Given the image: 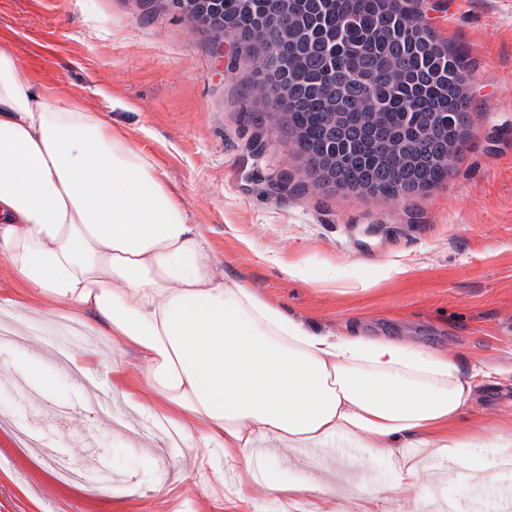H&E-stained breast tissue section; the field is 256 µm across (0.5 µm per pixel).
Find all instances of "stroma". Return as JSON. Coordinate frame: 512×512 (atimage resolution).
I'll list each match as a JSON object with an SVG mask.
<instances>
[{"instance_id":"obj_1","label":"stroma","mask_w":512,"mask_h":512,"mask_svg":"<svg viewBox=\"0 0 512 512\" xmlns=\"http://www.w3.org/2000/svg\"><path fill=\"white\" fill-rule=\"evenodd\" d=\"M422 23L469 63V136L447 177L395 199L316 185L284 119L249 87L244 44L216 54L211 33L168 0H0V42L27 76L112 113L180 191L207 234L219 272L320 329L397 338L447 351L473 396L463 418L485 484L431 477L397 490L390 463L361 449L279 448L287 480L335 479L339 496L387 489V512H468L512 488L497 435L512 430V0H409ZM287 176L286 191L270 184ZM297 275H289V268ZM53 306L26 315L24 343L0 347L13 377L41 368L39 391L0 385V512H231L238 488L219 483L224 451L177 439L145 443L152 415L126 406L110 379L64 365L41 336ZM124 424L111 425V414ZM68 462L85 479L63 484Z\"/></svg>"}]
</instances>
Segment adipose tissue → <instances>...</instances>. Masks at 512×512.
<instances>
[{"label":"adipose tissue","mask_w":512,"mask_h":512,"mask_svg":"<svg viewBox=\"0 0 512 512\" xmlns=\"http://www.w3.org/2000/svg\"><path fill=\"white\" fill-rule=\"evenodd\" d=\"M0 263L17 288L0 309L55 305L70 321L135 357L115 372L123 398L192 448L242 461L240 488L261 484L282 504L312 499L330 481H287L249 455L271 447L343 448L368 442L416 490L429 458L482 483L455 428L473 390L442 350L349 331L323 332L235 278L217 273L168 173L111 113L49 98L0 46Z\"/></svg>","instance_id":"adipose-tissue-1"}]
</instances>
